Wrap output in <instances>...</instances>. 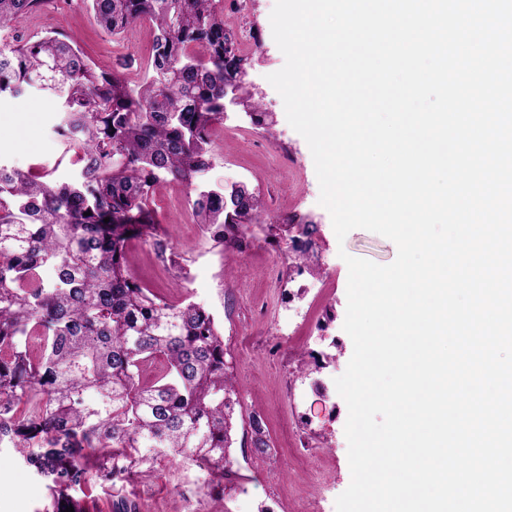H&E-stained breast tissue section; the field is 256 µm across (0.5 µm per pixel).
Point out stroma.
<instances>
[{"instance_id":"stroma-1","label":"stroma","mask_w":512,"mask_h":512,"mask_svg":"<svg viewBox=\"0 0 512 512\" xmlns=\"http://www.w3.org/2000/svg\"><path fill=\"white\" fill-rule=\"evenodd\" d=\"M275 0H224V22L235 34L256 33L238 94L224 100V125L209 131L211 166L187 186L161 177L147 206L176 256L161 260L152 243L134 239L126 265L142 286L170 303L207 309L224 336V360L234 390L230 473L223 486L206 469L179 456L154 461L151 473L111 483L93 478L80 499L83 512H105L124 498L139 512H336L350 484L345 424L348 409L334 380L353 353L343 323L348 267L344 255L386 265L397 256L391 240L355 229L337 240L319 203L320 188L305 139L286 119L281 96L268 82L284 57L271 31ZM25 39L51 31L72 38L105 70L128 83L143 78L154 30L141 24L119 36L106 33L84 0H49L19 26ZM258 102L267 117L256 124L241 101ZM62 120L52 97L30 88L0 96V162L35 174L78 178L75 153L56 129ZM243 185L261 201L242 249L205 237L192 214L203 190ZM318 231L307 259L297 257L295 225ZM185 276H174L173 263ZM259 414L266 453L251 445L248 419ZM45 480L15 449L0 447V512H50Z\"/></svg>"}]
</instances>
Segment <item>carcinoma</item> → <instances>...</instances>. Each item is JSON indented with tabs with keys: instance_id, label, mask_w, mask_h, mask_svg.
Segmentation results:
<instances>
[{
	"instance_id": "obj_1",
	"label": "carcinoma",
	"mask_w": 512,
	"mask_h": 512,
	"mask_svg": "<svg viewBox=\"0 0 512 512\" xmlns=\"http://www.w3.org/2000/svg\"><path fill=\"white\" fill-rule=\"evenodd\" d=\"M43 2L0 0V25ZM221 4L89 0L112 35L154 23L151 76L134 88L61 32L0 44V95L35 85L50 92L65 113L57 132L82 163L73 182L0 163V446L48 481L54 512H80L69 491L88 486L91 464L112 481L170 454L220 481L229 464L232 385L213 315L168 303L125 259L134 238L166 258L146 209L160 175L190 182L210 166L209 129L224 120L227 88L247 60ZM258 208L243 188L203 190L193 202L198 223L228 247ZM45 266L56 271L50 283L39 274ZM249 427L253 448L266 452L260 418L250 415Z\"/></svg>"
}]
</instances>
